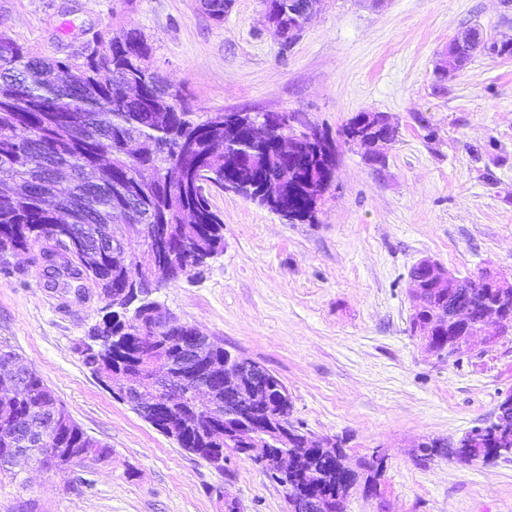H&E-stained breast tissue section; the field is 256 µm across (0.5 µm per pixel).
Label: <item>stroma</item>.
Returning <instances> with one entry per match:
<instances>
[{"label": "stroma", "instance_id": "35a3bbf8", "mask_svg": "<svg viewBox=\"0 0 512 512\" xmlns=\"http://www.w3.org/2000/svg\"><path fill=\"white\" fill-rule=\"evenodd\" d=\"M262 12V0H234L218 22L198 0H0V33L63 58L108 27L134 28L196 117L286 112L325 135L336 170L313 223L210 190L223 251L152 298L278 377L302 431L339 443L353 464L384 456L376 490H353L345 512H512V461L417 451L494 418L512 392V332L474 340L459 363L429 355L410 331L408 293L424 259L512 280V58L478 54L448 77L437 71L462 28L512 39V8L321 0L290 44ZM361 112L387 115L396 140L376 151L347 140ZM38 253L0 273V344L27 358L112 460L59 473L20 464L19 479L0 475V512H225L231 501L238 512H287L283 487L248 456L225 449L214 468L91 375L75 345L103 303L47 288Z\"/></svg>", "mask_w": 512, "mask_h": 512}]
</instances>
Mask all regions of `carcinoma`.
<instances>
[{
    "mask_svg": "<svg viewBox=\"0 0 512 512\" xmlns=\"http://www.w3.org/2000/svg\"><path fill=\"white\" fill-rule=\"evenodd\" d=\"M212 19L224 20V0H199ZM313 0H263L266 18L281 19L283 29L301 31L305 15L297 18ZM467 52L462 62L476 53L492 58L512 57V41L484 36L477 27L460 32ZM153 49L143 35L123 28L106 31L94 54L65 58L44 56L0 35V270H10L9 256L40 245V259L54 286L63 292H78L81 284L95 289L107 312L87 335L109 336L111 342L101 352H92L85 340L76 350L84 366L100 383L112 388V377L121 375L133 383L149 377L155 363L162 360L180 385L178 409L192 407L193 369L186 365L182 342L196 335V328L176 323L169 330L149 328L151 341L129 339L141 323L152 324L146 295L136 303L112 307V295L132 279H150L155 274V237L173 245L169 260V280L193 277L201 272L199 258L217 254L224 248V220L213 210L198 176L190 175L177 152L188 153L212 179L213 187L224 189V180L241 181L256 193L266 177H276L280 164L272 160L275 149H261L230 137L224 126V113L210 112L200 121L181 91L172 87L152 64ZM135 83L141 94L128 98L123 86ZM365 134L372 139L393 142L397 129L359 113L349 120L344 135ZM139 141L138 156L125 155V144ZM315 142L296 135L288 143V181L282 184L288 197V222L314 220L316 208L308 205V171L319 177L336 167V155L315 154ZM73 173L71 192L62 198L58 210L41 207V197L51 191L56 173ZM72 225V237H54L52 226ZM139 238L142 250L128 254L125 241ZM411 278L422 281L427 305L413 308L410 328L435 323L444 336H465L468 324L444 321L448 308L456 303L478 305L486 300L500 303L512 319V292L500 297L489 287L491 275L463 277L457 288H437L426 279L422 267L411 270ZM208 363L224 366L230 351L217 340L205 342ZM7 376L0 375V410L10 413L7 424L0 423V474L16 476L14 459L24 457L38 465L45 462L47 430L54 433V446L75 449L83 456L63 460V465L87 460H112V449L88 436L59 403L53 391L29 368L26 359L12 352ZM246 388L262 387L269 402L256 409L272 420L288 421L291 400L282 395L284 384L248 379ZM189 434H179L180 447L213 461L219 448L238 449L224 434L215 433L210 415L197 410L186 426ZM291 463L286 476L274 472L271 461H254L291 497H319L331 505L330 512H344L351 490L364 485L373 489L380 464L371 460L346 471L344 457L336 448L334 464L324 461L315 441L297 431L288 441ZM453 455L462 463L500 458L503 448L494 438L471 437L458 446L444 449L436 440L426 442L420 457L429 460L441 453Z\"/></svg>",
    "mask_w": 512,
    "mask_h": 512,
    "instance_id": "carcinoma-1",
    "label": "carcinoma"
}]
</instances>
